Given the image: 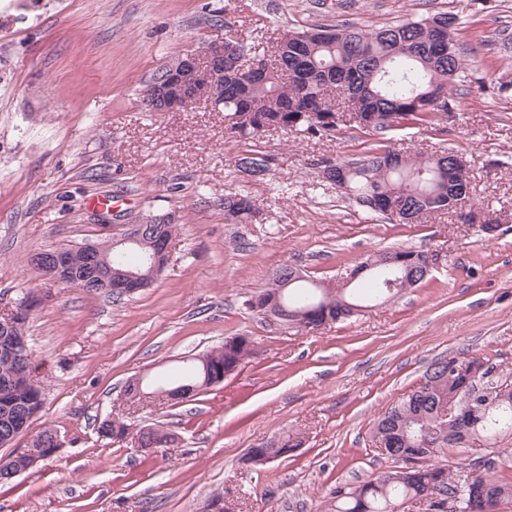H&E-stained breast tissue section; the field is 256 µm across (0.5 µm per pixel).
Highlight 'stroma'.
Masks as SVG:
<instances>
[{"instance_id":"stroma-1","label":"stroma","mask_w":512,"mask_h":512,"mask_svg":"<svg viewBox=\"0 0 512 512\" xmlns=\"http://www.w3.org/2000/svg\"><path fill=\"white\" fill-rule=\"evenodd\" d=\"M439 13L458 21L469 80L449 90L455 112L404 125L390 145L463 155L473 203L499 220L493 235L448 212L398 224L324 180L319 160L362 157L377 142L368 131L252 143L225 135L223 113L143 104L159 67L228 33L248 41ZM510 81L512 0H0V309L41 289L27 264L35 251L80 246L104 224L178 222L150 287L112 296L58 285L32 312L44 404L0 455L26 452L46 426L63 445L0 485V512H204L217 493L235 512H319L336 487L390 467L374 423L436 359L478 357L512 374V92H498ZM252 148L272 159L260 180L234 166ZM234 194L260 217L226 221ZM395 248L433 255L428 278L345 321L306 333L247 307L283 265L333 284ZM229 336L252 338L256 353L222 383L176 405L125 402L129 378L175 370ZM111 416L164 423L175 441L150 451L106 443L98 425ZM285 433L301 440L295 453L244 463L248 448ZM486 455L512 480L510 435L438 461Z\"/></svg>"}]
</instances>
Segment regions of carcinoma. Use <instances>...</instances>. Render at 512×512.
Wrapping results in <instances>:
<instances>
[{"instance_id":"carcinoma-1","label":"carcinoma","mask_w":512,"mask_h":512,"mask_svg":"<svg viewBox=\"0 0 512 512\" xmlns=\"http://www.w3.org/2000/svg\"><path fill=\"white\" fill-rule=\"evenodd\" d=\"M456 19L434 15L407 19L393 26L367 29L344 22L333 27L315 26L289 31L274 45L258 39L236 41L233 55L224 64V83L210 87L213 99L224 102V130L246 140H256L270 131H298L309 137H332L340 126L355 124L380 136L383 144L359 159L324 158L322 168L344 186L342 192L360 206L382 215L392 204L416 222L433 213L453 209L470 223L471 213H462L472 192L470 181L462 180L453 165L452 150L436 155H404L384 144L386 135L400 129L404 120L427 124L440 113L455 110L448 98V86L462 80L466 63L455 40ZM332 112L342 116L337 124L327 122ZM271 159L260 151L247 150L235 159L236 169L254 179L270 171ZM257 214L254 202L244 195L224 199V215L245 223ZM398 260L379 266L384 254H372L353 271L356 285L339 290L310 279H297L282 287L274 278L259 290L248 308L261 315L265 300L277 297L288 313L300 314L299 331L313 330L326 323L352 316L350 307L387 293L383 282L389 272L401 273L423 263L425 253L398 248L391 251ZM76 277L66 286L93 291L85 282L84 252H68ZM26 340L25 331L0 330V442L12 429L33 420L44 402V387L35 378L33 358L19 364L2 353L15 341ZM253 351L247 336L231 346L204 353L217 371L243 364ZM205 366L196 360L179 378L154 389L155 395L173 394L182 387L195 386L202 392ZM454 399L455 415L461 421L443 419L440 403ZM131 424L120 418L103 420L101 438L123 440ZM512 432V381L494 376L488 379L445 371L424 372L419 385L387 408L374 426V440L387 451L395 466L373 480L354 488L336 489L326 502L325 512H400L401 506L427 496L439 501L429 504L431 512H484L487 508L512 502V481L499 475L502 462L477 459L455 467L434 462L447 448H461L472 441L491 442ZM54 433L43 428L28 452L13 457L12 465L24 470L52 456L44 438ZM300 446L287 434L279 440L252 449L253 459L263 466L286 458ZM433 448L416 469L404 461Z\"/></svg>"}]
</instances>
